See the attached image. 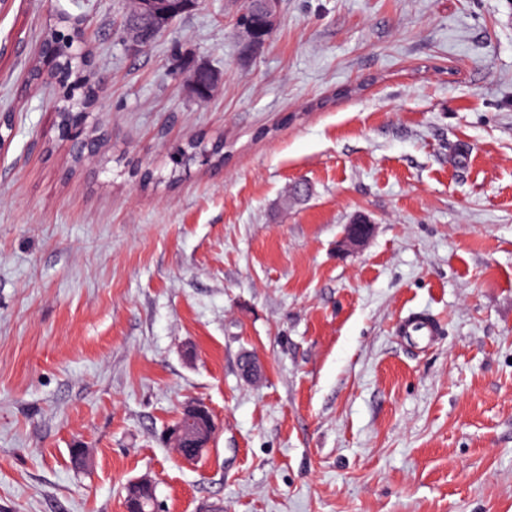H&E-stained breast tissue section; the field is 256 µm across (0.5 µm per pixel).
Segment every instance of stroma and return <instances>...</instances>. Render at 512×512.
<instances>
[{
    "label": "stroma",
    "instance_id": "1",
    "mask_svg": "<svg viewBox=\"0 0 512 512\" xmlns=\"http://www.w3.org/2000/svg\"><path fill=\"white\" fill-rule=\"evenodd\" d=\"M243 3L139 50L128 0L0 9V512H124L144 477L158 512H512V0H280L248 57ZM77 18L80 160L32 77ZM196 137L223 164L174 166ZM189 400L218 424L191 465L162 439ZM396 333L398 336H420L421 341L433 336L439 335V327L437 323L425 316H416L414 313L400 319L396 326Z\"/></svg>",
    "mask_w": 512,
    "mask_h": 512
}]
</instances>
